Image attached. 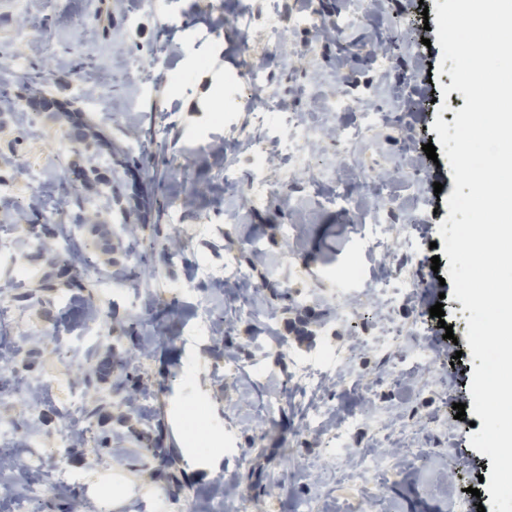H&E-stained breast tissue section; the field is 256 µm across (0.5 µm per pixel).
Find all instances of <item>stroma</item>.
<instances>
[{"mask_svg":"<svg viewBox=\"0 0 512 512\" xmlns=\"http://www.w3.org/2000/svg\"><path fill=\"white\" fill-rule=\"evenodd\" d=\"M251 2L222 0L217 11L213 0H0V88L29 101L23 113L0 110V210L11 213L0 228V336L22 347L0 365V423L13 426L11 454L35 444L74 476L37 492L31 475L0 470L1 506L24 498L29 512H168L180 497L193 512H233L241 499L249 512H294L298 500L313 498L318 512H450L465 488H479L491 472L490 457L470 445L474 413L459 418L453 409L472 403L474 371L467 314L451 296L449 260L438 246L454 180L446 156L434 161L422 149L437 137L435 119L453 123L465 98L451 90L449 74L429 73L442 53L436 19L407 35L394 28L435 0H327L322 20L357 18L342 41L296 29L273 51L238 23ZM379 43L388 48L385 71L370 56ZM293 47L300 55L283 70ZM201 59L206 68H197ZM251 64L276 82L286 114L317 119L303 89L339 69L345 80L336 91L350 106L331 123L357 126L367 107L385 113L362 151L366 166L411 157L382 215L402 228L389 253L369 250L361 236L367 184L351 180L343 210L311 197L310 173L330 165L332 142L268 197L228 194L224 167L241 134L264 138L276 154L288 151L287 129L253 125L256 92L238 80ZM176 73L182 86L171 83ZM44 97L79 110L111 151L74 139L63 118L38 111ZM216 113L222 123H212ZM92 162L111 174L119 201L82 180ZM21 163L34 177L46 173L75 187L82 224L70 209L33 203L34 182L17 178ZM296 217L300 234L286 240L283 227ZM46 222L58 230L50 257L40 259L29 227ZM249 239L265 258L249 268L265 320L244 316L236 289L199 276L204 266L240 257ZM345 263L359 264L363 278L340 279ZM386 265L424 276V288L388 316L426 326L437 373L416 367L412 350L387 343L348 351L349 337L377 330L367 301ZM346 298L362 306L348 324L336 318ZM439 301L445 316L437 320L430 308ZM128 330L132 340L116 350V337ZM277 338L287 347L274 346ZM229 352L243 368L234 378L224 373ZM344 360L362 381L322 394L349 420L335 447L298 434L301 415L263 419L265 400L275 390L291 395L300 366L332 377ZM387 366L407 371L405 382L387 384ZM76 399L99 411L90 433L71 413ZM190 407L203 410L215 434L202 451L187 443ZM375 408L397 415L399 430L420 424L426 433L403 466L363 486L344 460L376 443L364 418ZM331 456L336 467L311 479L307 463Z\"/></svg>","mask_w":512,"mask_h":512,"instance_id":"35a3bbf8","label":"stroma"}]
</instances>
